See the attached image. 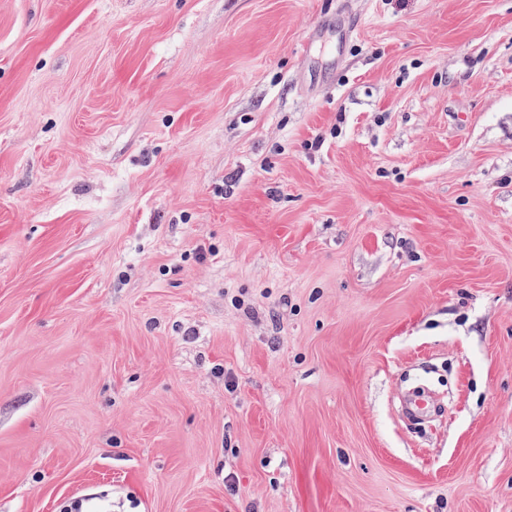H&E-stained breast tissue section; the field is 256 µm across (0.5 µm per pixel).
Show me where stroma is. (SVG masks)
<instances>
[{
  "label": "stroma",
  "instance_id": "1",
  "mask_svg": "<svg viewBox=\"0 0 512 512\" xmlns=\"http://www.w3.org/2000/svg\"><path fill=\"white\" fill-rule=\"evenodd\" d=\"M74 497L512 512V0H0V512Z\"/></svg>",
  "mask_w": 512,
  "mask_h": 512
}]
</instances>
